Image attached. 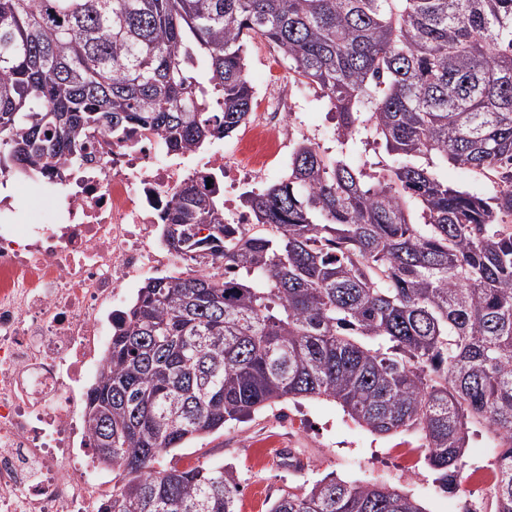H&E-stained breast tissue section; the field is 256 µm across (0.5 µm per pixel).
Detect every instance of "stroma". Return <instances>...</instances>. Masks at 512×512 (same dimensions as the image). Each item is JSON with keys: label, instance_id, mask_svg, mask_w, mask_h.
<instances>
[{"label": "stroma", "instance_id": "35a3bbf8", "mask_svg": "<svg viewBox=\"0 0 512 512\" xmlns=\"http://www.w3.org/2000/svg\"><path fill=\"white\" fill-rule=\"evenodd\" d=\"M247 72L256 95L269 91L271 77H278L286 85L284 105L294 138L310 139L332 155L344 152L369 173L397 163V155L387 152L383 143L373 139L339 143L331 106L320 88L291 81L287 61L276 59L267 43L249 44ZM271 437L288 448L297 459V466L280 462L262 470L251 468V449L263 447ZM418 441V433L411 430L388 437L374 435L332 401L290 400L173 449L163 455L160 464L179 469L203 462L228 465L236 469L242 485H266L272 500L284 489L313 483L331 473L349 483L377 481L398 487L414 497L424 512H487L485 493H470L467 484H460L452 493L441 491L436 472L424 458H417L413 471H405L396 449Z\"/></svg>", "mask_w": 512, "mask_h": 512}]
</instances>
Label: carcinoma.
<instances>
[{"mask_svg": "<svg viewBox=\"0 0 512 512\" xmlns=\"http://www.w3.org/2000/svg\"><path fill=\"white\" fill-rule=\"evenodd\" d=\"M256 38L320 88L340 141L372 131L401 160L367 182L297 141L284 178L241 195L262 226L248 236L214 191L167 202L164 244L209 251L224 276L151 278L112 314L101 417L85 418L112 470L100 512H238L236 470L159 457L298 398L373 434L420 432L447 493L487 427L492 512H512V0H0V171L51 176L91 132L174 151L231 136L254 109ZM448 162L494 192L449 187ZM270 512L423 509L327 477Z\"/></svg>", "mask_w": 512, "mask_h": 512, "instance_id": "obj_1", "label": "carcinoma"}]
</instances>
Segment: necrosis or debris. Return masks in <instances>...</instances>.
<instances>
[{
    "label": "necrosis or debris",
    "instance_id": "4bbe7bcc",
    "mask_svg": "<svg viewBox=\"0 0 512 512\" xmlns=\"http://www.w3.org/2000/svg\"><path fill=\"white\" fill-rule=\"evenodd\" d=\"M287 138L273 97L237 138L234 164L155 136L131 148L98 134L50 177L52 218L18 227L12 197H0V512H97L111 495V471L87 462L83 417L106 322L139 279L221 271L209 252L182 258L158 242L165 204L213 174L264 171Z\"/></svg>",
    "mask_w": 512,
    "mask_h": 512
}]
</instances>
